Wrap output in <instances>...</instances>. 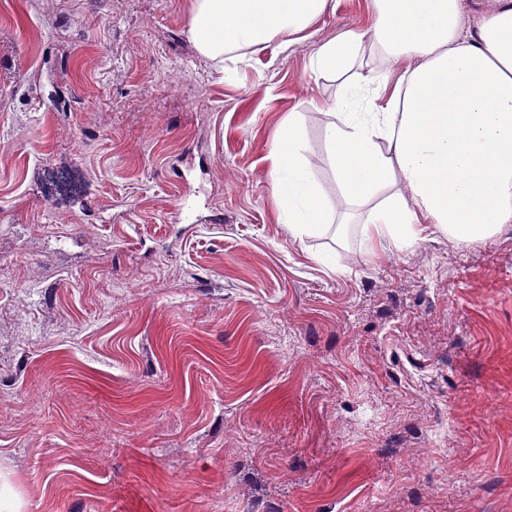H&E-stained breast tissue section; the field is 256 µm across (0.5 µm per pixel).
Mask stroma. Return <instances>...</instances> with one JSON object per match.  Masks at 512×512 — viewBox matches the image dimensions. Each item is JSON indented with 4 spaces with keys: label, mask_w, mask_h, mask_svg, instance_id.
<instances>
[{
    "label": "stroma",
    "mask_w": 512,
    "mask_h": 512,
    "mask_svg": "<svg viewBox=\"0 0 512 512\" xmlns=\"http://www.w3.org/2000/svg\"><path fill=\"white\" fill-rule=\"evenodd\" d=\"M189 0H0V488L19 512H512V224L294 238L271 142L337 200L319 46L218 65ZM194 208L178 214L182 196Z\"/></svg>",
    "instance_id": "35a3bbf8"
}]
</instances>
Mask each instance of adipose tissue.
Returning a JSON list of instances; mask_svg holds the SVG:
<instances>
[{
  "mask_svg": "<svg viewBox=\"0 0 512 512\" xmlns=\"http://www.w3.org/2000/svg\"><path fill=\"white\" fill-rule=\"evenodd\" d=\"M331 0H191L199 53L297 42ZM373 24L321 44L312 68H348L372 43L385 66L411 67L385 90L364 77L329 105L324 133L350 205H368L369 245L410 248L431 234L469 241L512 224V0L467 21L463 0H369ZM302 115L289 113L270 145L280 216L299 237L330 223L332 207L310 171Z\"/></svg>",
  "mask_w": 512,
  "mask_h": 512,
  "instance_id": "obj_1",
  "label": "adipose tissue"
}]
</instances>
